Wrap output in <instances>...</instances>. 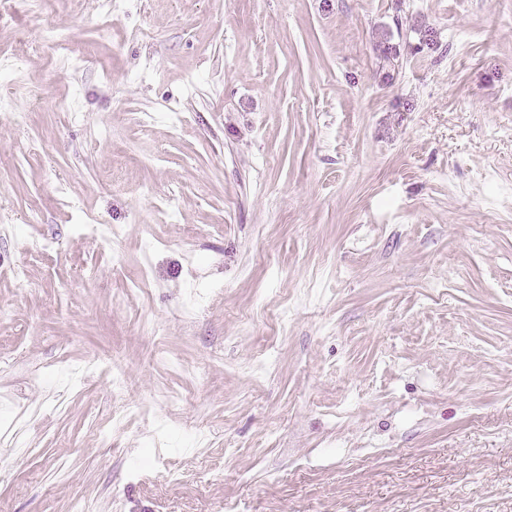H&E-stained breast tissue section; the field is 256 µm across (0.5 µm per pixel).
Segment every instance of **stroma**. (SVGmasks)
Segmentation results:
<instances>
[{
    "label": "stroma",
    "instance_id": "1",
    "mask_svg": "<svg viewBox=\"0 0 512 512\" xmlns=\"http://www.w3.org/2000/svg\"><path fill=\"white\" fill-rule=\"evenodd\" d=\"M102 20L0 14V512H512V0Z\"/></svg>",
    "mask_w": 512,
    "mask_h": 512
}]
</instances>
